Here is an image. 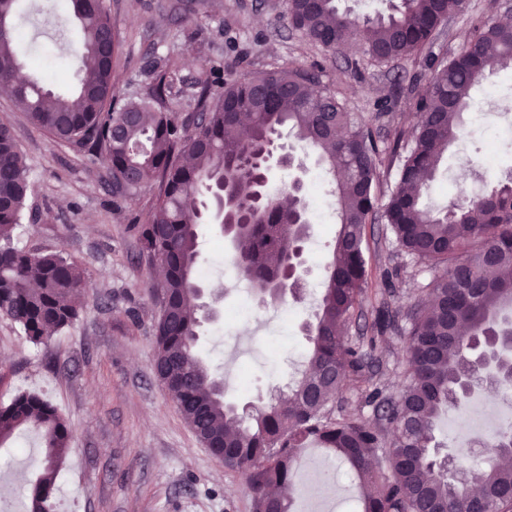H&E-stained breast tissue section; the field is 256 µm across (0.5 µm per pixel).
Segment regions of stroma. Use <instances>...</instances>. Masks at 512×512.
Masks as SVG:
<instances>
[{"mask_svg": "<svg viewBox=\"0 0 512 512\" xmlns=\"http://www.w3.org/2000/svg\"><path fill=\"white\" fill-rule=\"evenodd\" d=\"M112 24L113 76L118 96L146 94L150 64L177 58L193 78L211 62L225 73L271 72L295 63L321 66L322 88L342 98L372 128L410 127L428 86L424 56L387 67L363 63L358 47L335 53L292 31L284 0H102ZM502 0H467L444 25L433 46L457 52L479 19L502 18ZM13 24L21 30L23 72L44 79L55 92L72 94L79 82L77 55L66 48L78 22L71 0H17ZM359 69H352L353 61ZM459 141L440 163L426 205L443 208L459 192L485 193L512 173V140L500 118L512 116V69L474 92ZM384 116H377V107ZM0 125L8 126L32 183L16 243L31 252L61 250L78 257L89 287L78 319L47 344L27 342L20 328L0 317V404L22 390L48 399L67 419L71 452L55 483L54 512H253L244 475L225 467L194 433L154 372L151 285L157 270L140 252L137 234L158 186L141 188L112 207V184L98 157L75 151L33 126L11 96L0 94ZM304 173L276 170L271 187L302 177L312 214L304 251L309 290L301 299L261 303L252 283L238 275L233 249L217 221L201 224L199 265L204 288L219 286L218 318L203 322L198 341L206 363L224 381V401L256 405L287 392L309 347L305 327L314 319L336 233V213L322 164L297 151ZM365 249L372 284L388 283L392 303L407 309L421 296L432 270L397 252L384 221L367 225ZM373 293L348 336L367 353V367L343 392L344 411L376 423L366 394L395 393L406 370L405 340L373 339ZM43 460L40 432L29 427L0 448V500L8 512H26L22 489ZM293 512H354L355 478L328 449L309 445L294 466Z\"/></svg>", "mask_w": 512, "mask_h": 512, "instance_id": "obj_1", "label": "stroma"}]
</instances>
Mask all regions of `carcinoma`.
I'll return each mask as SVG.
<instances>
[{
	"label": "carcinoma",
	"instance_id": "obj_1",
	"mask_svg": "<svg viewBox=\"0 0 512 512\" xmlns=\"http://www.w3.org/2000/svg\"><path fill=\"white\" fill-rule=\"evenodd\" d=\"M79 19V87L57 95L43 82H19L12 28L0 27V85L13 86L15 105L30 122L61 142L99 154L112 180V205L121 209L139 188L159 182L146 223L138 225L141 253L165 269L153 285L160 310L154 325L156 377L200 441L240 470L252 493L253 512H291L290 488L299 449L316 444L344 462L362 489L361 512H512V427L484 443V466L472 470L462 455L435 452V420L455 408L470 385L512 384V363L481 368L476 347L512 342V278L492 279L494 268L512 269V177L488 193L463 196L442 216L422 205L441 159L463 126L472 89L512 66V26L487 22L450 56L429 53V87L417 101L421 123L379 138L337 94L319 92L320 70L290 64L277 71L221 81L211 92V72L192 84L195 111L171 114L168 101L180 78L179 61H155L149 91L119 98L112 82L114 49L97 51L112 35L102 0H73ZM455 0H402L385 18L358 19L337 0H286L288 22L305 40L336 51L359 40L363 57L377 66L408 59L431 47L455 10ZM249 116L247 131L242 115ZM289 127L303 147L333 174L339 228L315 322L308 325L305 369L288 399L254 407L256 426L224 404L221 380L199 357L202 317L197 269L200 206L217 183L229 182L246 203L252 192L240 162ZM399 159L397 181L384 207L397 251L439 267L399 324L390 297L375 308L372 332L400 333L407 343L401 389L376 388L367 403L392 429L386 439L356 413L334 410L347 383L355 382L366 353L343 335L368 282L366 226L377 216L378 161ZM30 189L28 170L10 129L0 126V316L18 324L34 345L71 326L73 299L88 287L79 261L62 252H30L14 245ZM288 205L266 195L261 217L236 230L234 264L246 280L273 286L289 254L310 229L305 198L289 188ZM40 429L43 467L23 493L28 512H52L58 470L68 454L70 427L51 403L21 392L0 404V444L23 427ZM279 487L275 499L269 489Z\"/></svg>",
	"mask_w": 512,
	"mask_h": 512
}]
</instances>
